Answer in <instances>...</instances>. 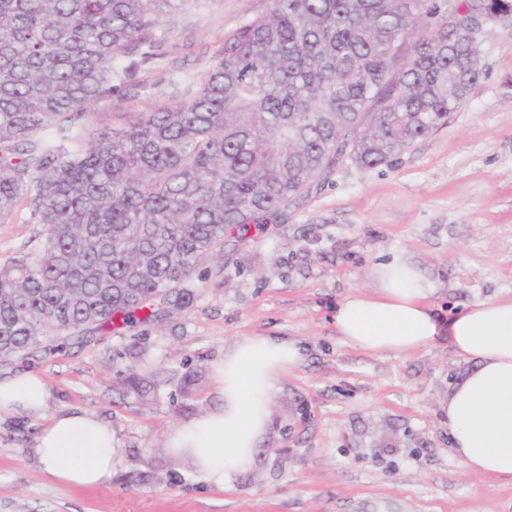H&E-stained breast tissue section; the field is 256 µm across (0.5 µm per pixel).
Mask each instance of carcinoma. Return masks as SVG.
<instances>
[{
  "mask_svg": "<svg viewBox=\"0 0 512 512\" xmlns=\"http://www.w3.org/2000/svg\"><path fill=\"white\" fill-rule=\"evenodd\" d=\"M191 0H0V218L39 224L0 263V361L49 336L151 323L208 256L282 217L347 157L390 165L482 75L478 14L512 0H270L189 99L68 140L103 97L160 70ZM139 397L155 383L135 372Z\"/></svg>",
  "mask_w": 512,
  "mask_h": 512,
  "instance_id": "obj_1",
  "label": "carcinoma"
}]
</instances>
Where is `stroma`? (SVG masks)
<instances>
[{"mask_svg": "<svg viewBox=\"0 0 512 512\" xmlns=\"http://www.w3.org/2000/svg\"><path fill=\"white\" fill-rule=\"evenodd\" d=\"M268 0H193L169 24V75L138 73L142 96L106 97L78 125L178 101L221 58L225 37ZM482 76L445 126L389 166L343 161L277 221L209 257L181 307L121 330L51 336L49 354L0 363V378L40 374L41 415L0 418V512H512V479L463 470L440 410L467 374L447 337L404 354L366 352L336 330L337 305L372 291L373 270L404 253L433 282L448 319L512 297V24L487 28ZM26 204L0 219V261L35 232ZM244 336L295 341L270 422L249 467L225 488L167 446L178 426L220 406L213 365ZM156 380L119 396L129 372ZM87 410L109 423L120 461L93 488L43 475L35 438L54 416Z\"/></svg>", "mask_w": 512, "mask_h": 512, "instance_id": "1", "label": "stroma"}]
</instances>
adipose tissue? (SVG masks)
<instances>
[{"label":"adipose tissue","instance_id":"obj_1","mask_svg":"<svg viewBox=\"0 0 512 512\" xmlns=\"http://www.w3.org/2000/svg\"><path fill=\"white\" fill-rule=\"evenodd\" d=\"M373 293L347 296L336 329L368 352H413L447 332L470 370L441 409L464 470L512 478V298L467 307L440 326L429 299L435 288L404 255L374 270ZM299 357L295 343L268 336L236 341L213 366L222 404L175 430L171 448L190 455L217 487L231 482L252 458L269 420L275 383ZM48 399L42 378L19 372L0 379V414H41ZM43 474L76 487L100 484L116 462L109 423L84 410L55 416L38 434Z\"/></svg>","mask_w":512,"mask_h":512}]
</instances>
